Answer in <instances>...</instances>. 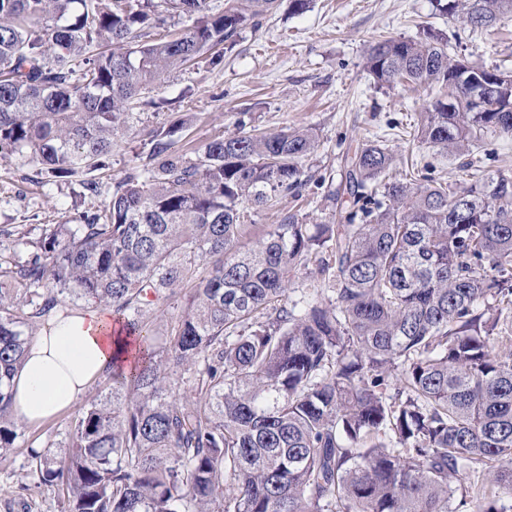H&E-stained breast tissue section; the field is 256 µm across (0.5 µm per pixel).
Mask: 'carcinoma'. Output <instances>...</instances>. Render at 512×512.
Listing matches in <instances>:
<instances>
[{"instance_id": "carcinoma-1", "label": "carcinoma", "mask_w": 512, "mask_h": 512, "mask_svg": "<svg viewBox=\"0 0 512 512\" xmlns=\"http://www.w3.org/2000/svg\"><path fill=\"white\" fill-rule=\"evenodd\" d=\"M278 2L0 0V160L53 178L107 168L130 109L156 106L144 90L200 57L221 66ZM441 8L483 28L512 0ZM165 14L195 25L157 37ZM367 68L382 85L447 89L421 114L431 147L512 137V72L460 64L433 35L386 38ZM459 76L493 81L496 101L479 106ZM181 129L152 130L146 162L102 207L0 257V457L18 437L9 387L25 343L92 302L139 359H115L64 454L37 456L64 512H456L449 478L492 461L507 466L474 483L476 512H512V358L490 346L512 336L476 313L512 306V176L385 183L393 155L367 142L348 159L352 210L323 224L288 210L259 232L246 209L301 195L313 129H239L193 158L173 148ZM310 263L332 295L293 301L290 275ZM184 289L156 342L151 318Z\"/></svg>"}]
</instances>
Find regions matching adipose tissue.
I'll return each instance as SVG.
<instances>
[{
  "mask_svg": "<svg viewBox=\"0 0 512 512\" xmlns=\"http://www.w3.org/2000/svg\"><path fill=\"white\" fill-rule=\"evenodd\" d=\"M122 343L113 333L110 311L50 318L29 339L10 383L17 420L37 425L69 409L111 369Z\"/></svg>",
  "mask_w": 512,
  "mask_h": 512,
  "instance_id": "obj_1",
  "label": "adipose tissue"
}]
</instances>
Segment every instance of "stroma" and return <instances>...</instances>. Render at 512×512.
<instances>
[{"instance_id":"1","label":"stroma","mask_w":512,"mask_h":512,"mask_svg":"<svg viewBox=\"0 0 512 512\" xmlns=\"http://www.w3.org/2000/svg\"><path fill=\"white\" fill-rule=\"evenodd\" d=\"M431 33L447 40L452 57L512 71V16L477 29L439 11L435 0H310L301 14L283 4L258 27L241 31L223 66L211 68L201 58L167 72L149 91L163 108H142L115 137L110 168L95 176L111 189L145 156L149 131L175 120L184 124L175 147L190 153L241 122L266 132L315 131L320 146L305 162L311 180L302 198L252 211V222L261 226L278 223L281 210L292 208L312 224L329 220L330 196L345 182L347 156L367 140L381 141L395 154L387 174L391 181L457 184L512 175V138L487 134L472 149L475 167L464 168L461 157L415 139L420 114L439 98V90L382 86L369 73L367 50L377 39L422 41ZM87 177L81 171L51 181L28 159L0 160V228L35 238L42 225L97 210L103 199L84 193ZM85 406L81 400L40 426L20 427L13 454L0 459V512H63L57 491L39 480L31 453H63L68 428Z\"/></svg>"}]
</instances>
